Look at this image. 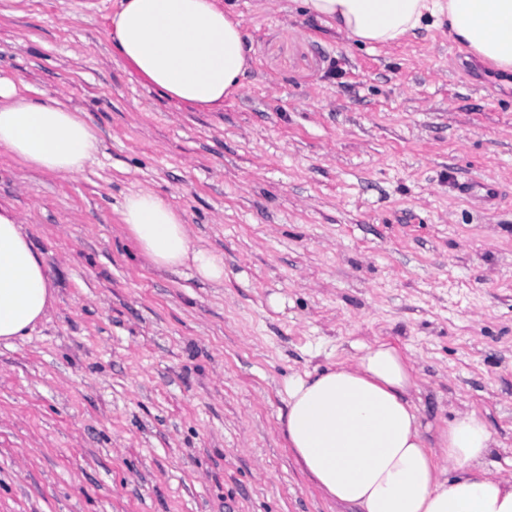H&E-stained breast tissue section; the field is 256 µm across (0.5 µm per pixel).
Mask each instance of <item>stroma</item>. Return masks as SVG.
Returning a JSON list of instances; mask_svg holds the SVG:
<instances>
[{
  "label": "stroma",
  "instance_id": "1",
  "mask_svg": "<svg viewBox=\"0 0 512 512\" xmlns=\"http://www.w3.org/2000/svg\"><path fill=\"white\" fill-rule=\"evenodd\" d=\"M0 0V78L69 98L84 172L0 152V204L55 300L0 345V512H351L302 471L288 384L388 342L423 424L475 411L512 477V75L447 26L354 43L299 0H224L250 66L222 107L170 101L119 61L120 0ZM497 182L482 208L460 184ZM147 189L224 280L156 268L120 221Z\"/></svg>",
  "mask_w": 512,
  "mask_h": 512
}]
</instances>
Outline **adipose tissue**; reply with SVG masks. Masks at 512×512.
Instances as JSON below:
<instances>
[{"mask_svg": "<svg viewBox=\"0 0 512 512\" xmlns=\"http://www.w3.org/2000/svg\"><path fill=\"white\" fill-rule=\"evenodd\" d=\"M307 14L361 44L388 45L447 17L453 40L512 72V0H301ZM109 36L119 59L176 102L221 106L248 68L242 22L222 0H122ZM97 128L69 99L0 78V150L36 170L72 175L98 153ZM120 219L156 267L193 264L210 282L224 261L191 243L180 211L130 192ZM55 288L16 216L0 212V343L28 335ZM418 386L402 353L365 347L353 362L292 380L284 434L315 485L358 512H512V478L486 476L494 443L475 412L421 432Z\"/></svg>", "mask_w": 512, "mask_h": 512, "instance_id": "ef3b65f1", "label": "adipose tissue"}]
</instances>
